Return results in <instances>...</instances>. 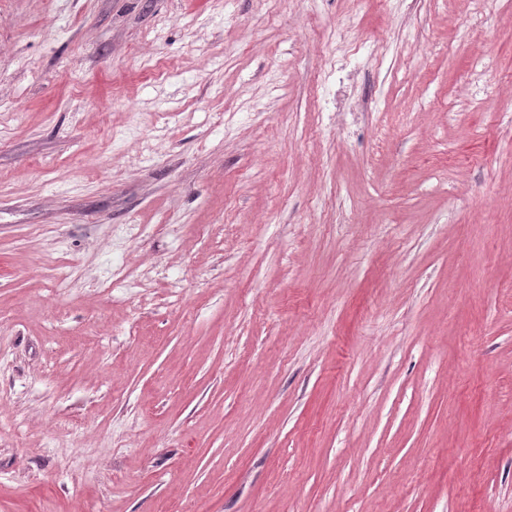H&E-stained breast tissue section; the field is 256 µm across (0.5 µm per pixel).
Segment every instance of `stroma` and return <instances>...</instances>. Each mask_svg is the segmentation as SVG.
<instances>
[{
    "label": "stroma",
    "mask_w": 512,
    "mask_h": 512,
    "mask_svg": "<svg viewBox=\"0 0 512 512\" xmlns=\"http://www.w3.org/2000/svg\"><path fill=\"white\" fill-rule=\"evenodd\" d=\"M0 512H512V0H0Z\"/></svg>",
    "instance_id": "1"
}]
</instances>
